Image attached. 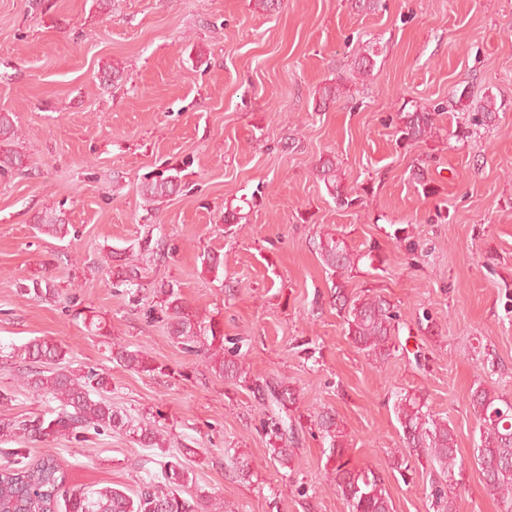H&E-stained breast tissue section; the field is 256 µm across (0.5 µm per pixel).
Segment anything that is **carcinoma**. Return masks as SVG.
<instances>
[{
	"mask_svg": "<svg viewBox=\"0 0 512 512\" xmlns=\"http://www.w3.org/2000/svg\"><path fill=\"white\" fill-rule=\"evenodd\" d=\"M471 127L482 128L497 112L494 99L485 96L469 105ZM401 140L413 145L435 132L432 112L415 110L401 118ZM19 133L10 113H0V171L23 167L25 156L16 149ZM316 175L344 202L339 168L335 160H319ZM181 178L171 174L143 185V196L152 204H160L176 192ZM38 229L57 238L70 234L62 210L47 209L36 216ZM324 264L341 276L355 265L356 256L346 242L326 235L319 244ZM20 290L35 299L47 300L58 295L52 279L33 274L19 278ZM163 299L160 310L171 322L173 339L189 352L201 353L208 369L219 376L246 385L254 396L280 409L296 403L295 392L284 382L270 383L260 378L249 379L243 368L240 349L225 350L224 331L219 323L204 320L191 311L173 287H161ZM336 300L343 310L347 335L355 347L376 362L388 361L396 346L394 335L397 314L394 306L379 294H365L352 300L341 286H336ZM110 360L138 372L151 373L162 369L154 364L147 352L131 350L122 344L108 348ZM66 348L47 338H34L23 345H13L3 358L14 365L20 387L49 404V409L0 419V443L16 439L43 441L48 438L88 440V435L125 431L147 447H163L159 430L149 425H133L127 414L112 406L108 396L109 381L93 367L75 372L66 365ZM470 405L478 423L480 444L476 461L488 493L512 512V410L506 400L494 391L477 386L470 394ZM406 453L424 448L430 462L444 480H452L457 467V448L454 428L448 420L426 410L421 399L408 393L394 404ZM324 438L329 441L327 461L338 491L348 512H394V506L383 477L370 468H357L345 460L346 446L337 419L328 411L313 420ZM268 435L283 443H295L300 421L288 416L271 418ZM8 461L0 466V512H206L209 496L198 494L187 499L183 487L193 481L190 472L180 463H160L158 473H147L137 484L134 495L103 487L63 496L66 472L52 453L31 457L26 448H0ZM65 510H59V502Z\"/></svg>",
	"mask_w": 512,
	"mask_h": 512,
	"instance_id": "obj_1",
	"label": "carcinoma"
}]
</instances>
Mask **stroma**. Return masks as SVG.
<instances>
[{"instance_id":"obj_1","label":"stroma","mask_w":512,"mask_h":512,"mask_svg":"<svg viewBox=\"0 0 512 512\" xmlns=\"http://www.w3.org/2000/svg\"><path fill=\"white\" fill-rule=\"evenodd\" d=\"M109 66L120 82L104 78ZM339 80L348 95L322 103ZM463 92L496 100L471 138L460 135ZM437 104L435 136L402 146V113ZM0 112L25 156L0 176V346L62 341L72 370L105 372L113 406L165 437L160 448L122 431L28 443L31 456L58 458L67 490L130 494L177 460L193 476L187 494L234 512H347L311 421L328 410L351 463L383 476L394 512H435L433 465L394 466L393 407L410 393L455 430L460 512H502L475 461L469 396L483 386L512 401V0H381L373 11L282 0L271 12L256 0H0ZM329 156L350 205L314 173ZM175 169L179 191L151 208L143 184ZM48 208L65 211L75 236L38 233L33 217ZM228 211L241 223H225ZM328 233L360 255L340 280L319 254ZM134 262L138 286L119 284ZM34 273L58 297L20 293L18 275ZM161 282L223 322L252 376L297 391L290 413L303 430L287 462L264 429L277 407L172 339ZM338 283L394 304L387 363L347 336ZM77 308L102 319L103 335L85 331ZM112 343L143 347L161 371L111 362ZM242 453L247 479L232 464Z\"/></svg>"}]
</instances>
